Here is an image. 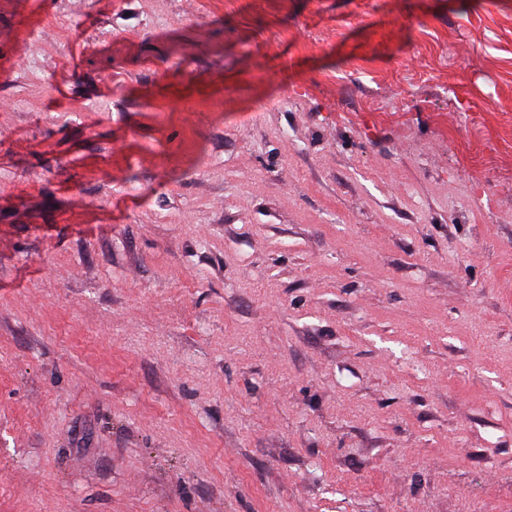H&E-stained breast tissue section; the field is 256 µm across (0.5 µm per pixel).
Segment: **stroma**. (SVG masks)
Instances as JSON below:
<instances>
[{"mask_svg": "<svg viewBox=\"0 0 512 512\" xmlns=\"http://www.w3.org/2000/svg\"><path fill=\"white\" fill-rule=\"evenodd\" d=\"M0 512H512V0H0Z\"/></svg>", "mask_w": 512, "mask_h": 512, "instance_id": "obj_1", "label": "stroma"}]
</instances>
